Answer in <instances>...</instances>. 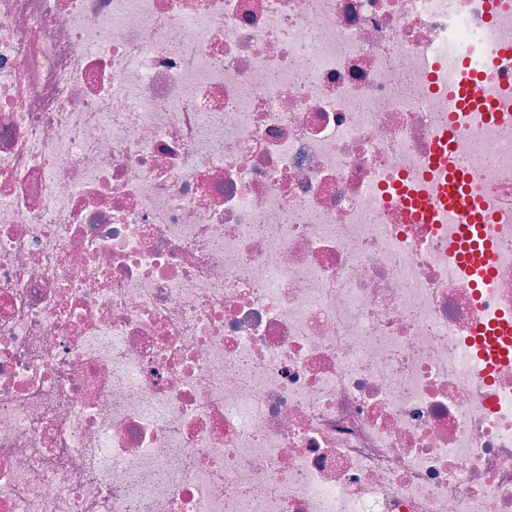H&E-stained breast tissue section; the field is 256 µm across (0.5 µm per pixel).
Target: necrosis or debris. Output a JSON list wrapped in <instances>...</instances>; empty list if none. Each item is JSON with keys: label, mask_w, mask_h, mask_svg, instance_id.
<instances>
[{"label": "necrosis or debris", "mask_w": 512, "mask_h": 512, "mask_svg": "<svg viewBox=\"0 0 512 512\" xmlns=\"http://www.w3.org/2000/svg\"><path fill=\"white\" fill-rule=\"evenodd\" d=\"M509 324L512 0H0V512H512ZM442 195L453 203L452 212L456 216H465L473 209L471 198L461 190L457 181H449L448 185L442 188Z\"/></svg>", "instance_id": "4bbe7bcc"}]
</instances>
